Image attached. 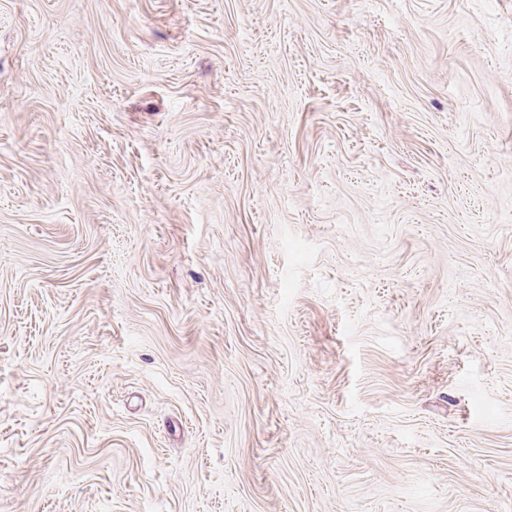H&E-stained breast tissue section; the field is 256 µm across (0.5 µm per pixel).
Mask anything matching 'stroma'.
<instances>
[{"label":"stroma","mask_w":512,"mask_h":512,"mask_svg":"<svg viewBox=\"0 0 512 512\" xmlns=\"http://www.w3.org/2000/svg\"><path fill=\"white\" fill-rule=\"evenodd\" d=\"M0 512H512V0H0Z\"/></svg>","instance_id":"obj_1"}]
</instances>
